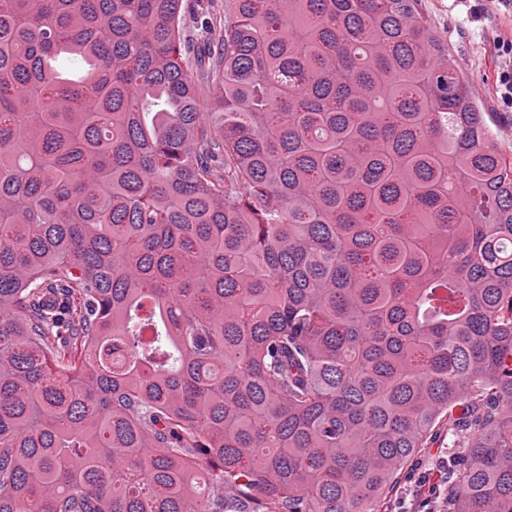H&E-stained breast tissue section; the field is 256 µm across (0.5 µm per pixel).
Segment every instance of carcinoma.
<instances>
[{"instance_id":"1","label":"carcinoma","mask_w":512,"mask_h":512,"mask_svg":"<svg viewBox=\"0 0 512 512\" xmlns=\"http://www.w3.org/2000/svg\"><path fill=\"white\" fill-rule=\"evenodd\" d=\"M421 0H0V512H512V159Z\"/></svg>"}]
</instances>
